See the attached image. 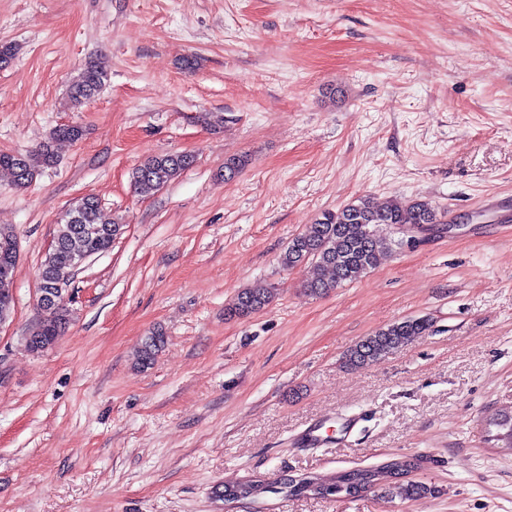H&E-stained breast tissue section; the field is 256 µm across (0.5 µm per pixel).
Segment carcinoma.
Returning <instances> with one entry per match:
<instances>
[{"mask_svg":"<svg viewBox=\"0 0 512 512\" xmlns=\"http://www.w3.org/2000/svg\"><path fill=\"white\" fill-rule=\"evenodd\" d=\"M106 73L94 61L87 62L71 84L68 97L79 106L94 96L105 84ZM83 129L78 125L54 128L38 147L24 152L0 154V170L10 173L16 186L29 187L41 172L57 162L55 143L61 140L78 141ZM193 163V156L161 154L146 158L131 172V184L139 194H151L172 180ZM444 216L425 200H390L383 204L369 197L359 198L335 210L325 211L314 223L294 235L281 253L282 267L293 270L306 264L315 269V275L306 280L304 289L313 296H323L355 281L373 270L380 259L399 248L398 237L406 226L428 229L444 224ZM390 232L381 233V226ZM122 233V225L106 221L98 200L85 195L69 204L57 222L54 247L45 255L39 273L55 281L73 277V256L78 253L100 255L112 248ZM274 298V289L257 283L240 290L233 305L224 311L229 318H244L267 308ZM42 317L33 333L26 337L31 352H41L53 346L68 320V301L61 299L53 306H39ZM426 318H407L391 323L357 341L342 357L349 368H360L377 363L389 354L406 346L414 337L429 331ZM164 333L157 329L146 337L138 354L139 364L152 363L156 353L165 345ZM494 430L488 436L497 442L512 440V414L490 423ZM413 464L397 459L382 467L357 468L341 471L330 480L346 488L345 495L359 496L377 488L390 497L402 500H420L440 493V489L424 483L404 479ZM285 492L290 496L309 494L300 480L281 478L266 484L261 493Z\"/></svg>","mask_w":512,"mask_h":512,"instance_id":"cac0c4a2","label":"carcinoma"}]
</instances>
